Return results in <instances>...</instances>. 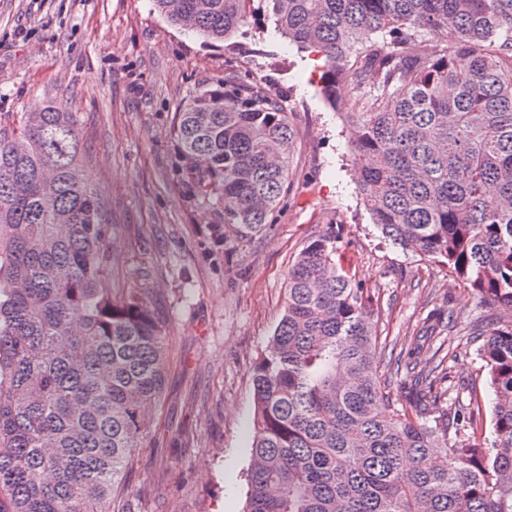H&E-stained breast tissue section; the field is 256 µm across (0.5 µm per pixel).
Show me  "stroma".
I'll list each match as a JSON object with an SVG mask.
<instances>
[{"label":"stroma","instance_id":"35a3bbf8","mask_svg":"<svg viewBox=\"0 0 512 512\" xmlns=\"http://www.w3.org/2000/svg\"><path fill=\"white\" fill-rule=\"evenodd\" d=\"M311 56L266 30L235 50L169 26L152 0H0V123L46 103L78 113L86 170L112 226V290L138 289L167 341L162 400L114 512H243L254 427L251 371L280 320L288 271L320 235L371 299L386 345L429 363L430 316L449 318L448 382L482 388L476 321L495 306L446 265L384 239L357 189L350 134ZM260 80L299 132L289 188L244 237L197 186L173 129L199 88ZM483 401H491L484 392Z\"/></svg>","mask_w":512,"mask_h":512}]
</instances>
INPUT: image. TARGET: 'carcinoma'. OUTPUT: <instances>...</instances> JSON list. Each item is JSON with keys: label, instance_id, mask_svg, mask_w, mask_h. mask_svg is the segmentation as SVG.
Instances as JSON below:
<instances>
[{"label": "carcinoma", "instance_id": "obj_1", "mask_svg": "<svg viewBox=\"0 0 512 512\" xmlns=\"http://www.w3.org/2000/svg\"><path fill=\"white\" fill-rule=\"evenodd\" d=\"M153 5L229 51L251 24L321 59L373 224L498 307L475 328L488 443L475 389L430 423L394 406V376L430 393L443 362L378 351L336 232L310 242L252 368L243 512H512V0ZM174 135L184 157H207L198 183L224 223L265 232L298 136L278 98L229 73L189 97ZM83 156L60 105L0 127V512H112L164 389L166 338L138 291L112 295V225Z\"/></svg>", "mask_w": 512, "mask_h": 512}]
</instances>
